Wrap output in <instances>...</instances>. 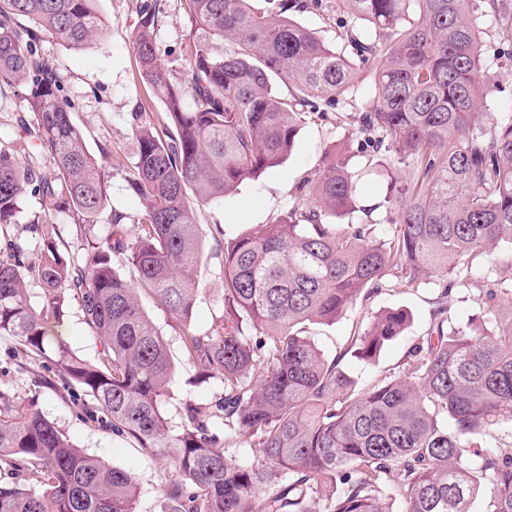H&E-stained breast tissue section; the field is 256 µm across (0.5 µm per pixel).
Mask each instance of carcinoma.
<instances>
[{
    "mask_svg": "<svg viewBox=\"0 0 512 512\" xmlns=\"http://www.w3.org/2000/svg\"><path fill=\"white\" fill-rule=\"evenodd\" d=\"M94 3L0 0V96L23 95L17 126L30 141L22 162L0 142V337L14 359L49 365L91 398L86 413L168 463L160 512H470L480 494L487 512H512V441L497 436L512 425V317L498 314L512 287L487 290L464 325L448 305L476 258L512 244V111L480 108L491 60L512 58V2L336 0L338 52L293 19L329 10L325 0H182L191 29L180 80L160 64L159 10L142 4L139 73L165 112L161 129L135 130L128 185L141 210L130 231L126 214L108 209L101 160L112 152H89L40 51L45 34L75 50L101 38ZM482 19L499 29L491 51ZM368 64L372 101L353 135L385 184L388 234H374L351 156L333 145L285 217L224 239L223 310L206 331L179 334L197 383L218 385L181 402L171 423L175 367L141 296L191 317L205 248L197 208L280 165L304 124L336 123L338 98ZM389 153L414 176L383 165ZM31 197L42 213L28 223L68 214L83 229L77 250L47 235L33 258L10 234ZM107 211L102 238L93 229ZM424 280L441 288L435 321L396 376L361 385L342 361H375L406 330L403 308L376 313L332 359L306 335V324L334 322L383 288ZM72 302L99 344L93 361L47 344ZM235 435L249 438L255 463L236 459ZM25 470L37 484L20 483ZM140 493L132 473L0 386V512H137Z\"/></svg>",
    "mask_w": 512,
    "mask_h": 512,
    "instance_id": "cac0c4a2",
    "label": "carcinoma"
}]
</instances>
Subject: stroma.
Instances as JSON below:
<instances>
[{
	"mask_svg": "<svg viewBox=\"0 0 512 512\" xmlns=\"http://www.w3.org/2000/svg\"><path fill=\"white\" fill-rule=\"evenodd\" d=\"M139 4L140 0H96L95 6L109 27L106 35L86 50H71L48 36L40 44L42 52L57 68L63 93L74 106L73 120L82 129L88 150L96 154L101 148H111L115 162L109 177L110 205L131 216L140 210L139 200L127 188L138 150L133 134L134 115L142 112L154 120L163 111L138 73L133 41ZM157 6L161 17L156 30L160 59L179 77L187 65L190 23L180 0H157ZM373 79V68L361 67L343 96V104L336 109L337 125L308 123L299 131L293 149L283 163L245 181L223 200L200 207L198 222L207 238L199 282L200 296L191 327L207 328L213 317L222 311L224 253L210 238V229L222 226L226 236L232 238L261 225L275 223L286 215L303 177L321 167L334 142L342 139L344 133L353 131L350 116L362 111L368 102ZM497 254L498 263L491 265L476 261L472 276L456 288L450 299L451 312L456 318L464 320L475 314L486 289L499 286L512 275V246H499ZM439 296V288L427 283L417 288H386L357 304L335 323L311 326L310 336L331 358L359 329L362 320L388 307L408 310L412 316L409 327L381 352L376 363L368 365L357 358L347 357L346 367L350 374L360 383L370 384L404 369L411 349L421 342L433 324V311ZM142 305L166 339L175 364L177 384L174 398L167 406V415L173 419L177 416L180 401L204 400L215 386L211 383L190 385L189 380L197 369L183 353L179 324L154 298L143 296ZM11 347V340L0 339V385L13 387L17 396L24 400L37 397L39 410L86 452L108 465L134 473L141 487L138 512H159L160 491L170 476L166 463L141 454L129 438L112 433L101 420L86 415L81 409L84 398L81 390L51 379L43 382L41 388H34L31 374L20 371L13 361Z\"/></svg>",
	"mask_w": 512,
	"mask_h": 512,
	"instance_id": "1",
	"label": "stroma"
}]
</instances>
